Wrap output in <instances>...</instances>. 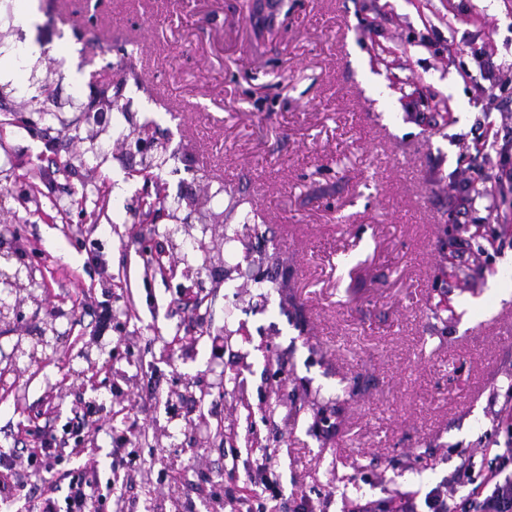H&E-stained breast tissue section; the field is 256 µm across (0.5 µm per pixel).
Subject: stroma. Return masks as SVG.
<instances>
[{"label":"stroma","mask_w":512,"mask_h":512,"mask_svg":"<svg viewBox=\"0 0 512 512\" xmlns=\"http://www.w3.org/2000/svg\"><path fill=\"white\" fill-rule=\"evenodd\" d=\"M0 22V254L47 300L8 295L0 321V451L63 435L105 408L97 492L126 512H213L270 452L277 496L251 512H347L427 492L480 462L494 395L512 380V247L483 200L462 204L485 130L512 137L463 70L489 43L512 60V0H16ZM126 48L127 70L112 65ZM70 132L24 112L27 61ZM153 120L170 197L218 186L256 209L201 232L210 261L143 236L141 156L80 161L73 106L96 93ZM178 268L146 274L142 238ZM287 280L285 289L275 288ZM114 317L105 335L96 316Z\"/></svg>","instance_id":"stroma-1"}]
</instances>
